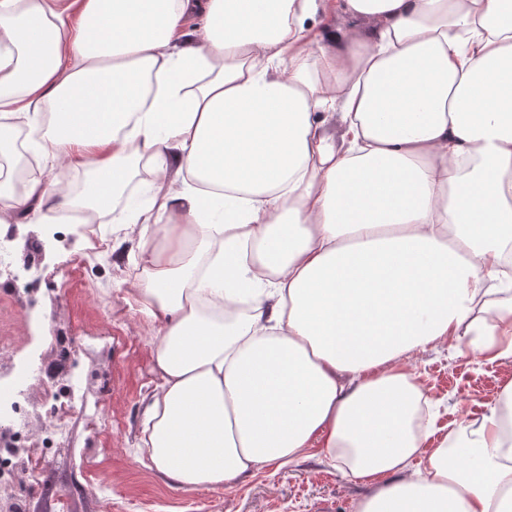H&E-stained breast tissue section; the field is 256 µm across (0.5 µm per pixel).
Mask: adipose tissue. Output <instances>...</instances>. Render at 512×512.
Here are the masks:
<instances>
[{
  "label": "adipose tissue",
  "mask_w": 512,
  "mask_h": 512,
  "mask_svg": "<svg viewBox=\"0 0 512 512\" xmlns=\"http://www.w3.org/2000/svg\"><path fill=\"white\" fill-rule=\"evenodd\" d=\"M29 151L83 190L17 183ZM107 213L148 467L218 489L316 448L373 480L354 512H512V383L433 442L415 372L512 358V0H0V224Z\"/></svg>",
  "instance_id": "adipose-tissue-1"
}]
</instances>
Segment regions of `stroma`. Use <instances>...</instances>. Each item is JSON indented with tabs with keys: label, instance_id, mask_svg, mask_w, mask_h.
Masks as SVG:
<instances>
[{
	"label": "stroma",
	"instance_id": "1",
	"mask_svg": "<svg viewBox=\"0 0 512 512\" xmlns=\"http://www.w3.org/2000/svg\"><path fill=\"white\" fill-rule=\"evenodd\" d=\"M103 239L114 246L106 257L90 249L86 230L67 225L65 243L53 244L37 272L45 282L42 307L53 326L80 336L111 337L78 369L90 402L109 420V427L87 431L80 415L71 417V439L54 459L43 462L50 496L32 500L27 512H55L63 499L66 512H320L323 503L334 512H352L366 495V483L344 475L317 451L289 464L271 463L241 476L225 489L186 490L136 460V447L148 396L157 381L146 328L126 312L118 288L131 258L132 243L104 216ZM35 314L16 308L0 293V342L25 358L49 355L48 345L34 337ZM416 371L426 394L438 402L435 437L441 438L464 420L485 414L499 390L512 382V362L490 361L471 353L443 349L419 354ZM95 470V491L86 475Z\"/></svg>",
	"mask_w": 512,
	"mask_h": 512
}]
</instances>
